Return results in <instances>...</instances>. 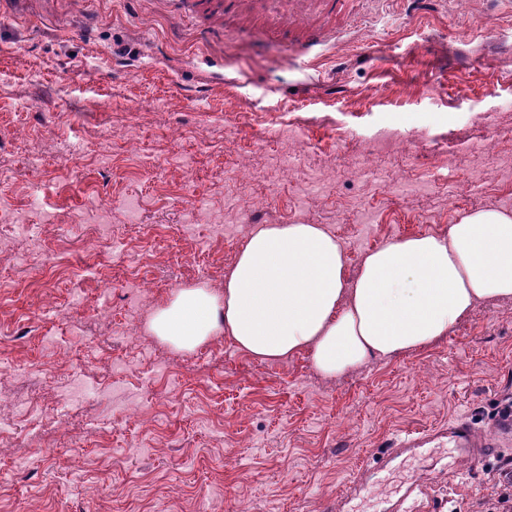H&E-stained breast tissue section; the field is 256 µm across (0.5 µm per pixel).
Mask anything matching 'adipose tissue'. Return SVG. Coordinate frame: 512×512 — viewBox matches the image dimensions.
I'll list each match as a JSON object with an SVG mask.
<instances>
[{"instance_id": "ef3b65f1", "label": "adipose tissue", "mask_w": 512, "mask_h": 512, "mask_svg": "<svg viewBox=\"0 0 512 512\" xmlns=\"http://www.w3.org/2000/svg\"><path fill=\"white\" fill-rule=\"evenodd\" d=\"M496 299H512L510 210L475 209L446 232L390 240L353 274L324 225L258 224L223 289L175 290L147 328L180 350L221 336L260 361L305 353L333 378L420 350Z\"/></svg>"}]
</instances>
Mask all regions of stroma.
Segmentation results:
<instances>
[{"label": "stroma", "mask_w": 512, "mask_h": 512, "mask_svg": "<svg viewBox=\"0 0 512 512\" xmlns=\"http://www.w3.org/2000/svg\"><path fill=\"white\" fill-rule=\"evenodd\" d=\"M252 0L212 18L184 0H0V200L30 185L62 224L38 257L0 224V418L33 400L38 425L0 440V512H485L512 440L448 470L443 448L390 453L391 440L463 417L492 433L512 407V300L477 304L444 338L372 359L338 378L306 355L259 362L232 342L179 350L147 330L184 287L185 265L231 267L243 240L183 237V206L221 209L246 164L258 224H322L348 260L431 223L495 206L512 167L477 166L489 136L512 131V0H328L301 27L270 33ZM325 46L304 48L311 33ZM451 154L463 200L407 172L403 154L369 156L379 131ZM293 156L288 177L272 159ZM373 174L353 177L364 157ZM100 194L124 253L92 246ZM146 304L127 300L132 275ZM83 293L84 307L69 306ZM84 333L72 335L74 326ZM138 346L117 349L115 328ZM70 340L54 358L43 329ZM85 394L67 397L71 374Z\"/></svg>", "instance_id": "1"}]
</instances>
